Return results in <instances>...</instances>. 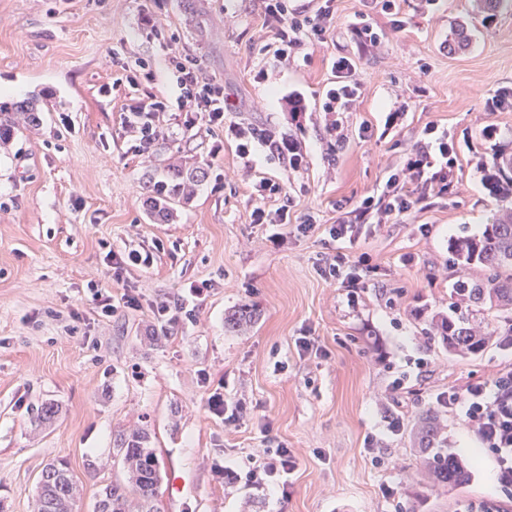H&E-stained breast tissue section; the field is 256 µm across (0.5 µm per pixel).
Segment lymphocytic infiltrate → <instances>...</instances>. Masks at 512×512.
<instances>
[{"label":"lymphocytic infiltrate","instance_id":"f902f5d3","mask_svg":"<svg viewBox=\"0 0 512 512\" xmlns=\"http://www.w3.org/2000/svg\"><path fill=\"white\" fill-rule=\"evenodd\" d=\"M332 16L333 0H324L314 17L302 21L289 17L288 0H263L264 24L274 35V56L278 59L287 58L289 52L301 44L306 33L324 38ZM169 63L178 75L180 93L176 100L154 95L126 107V120L137 133L141 148H149L157 137L161 113L176 111L184 113L189 123L201 121L211 127L226 126L242 159H251L255 148L260 146L290 167H302L303 154L276 127L225 123L224 85L206 75L200 59L178 52L170 57ZM332 68L338 81L327 89L322 109L331 117L327 125L329 135L341 142L345 139L343 114L359 98L360 84L349 59H334ZM456 164L457 156L447 134L435 125H426L420 138L407 148L403 164L390 170L379 195L364 197L351 210L339 212L335 224L327 229L329 237L335 241L353 240L373 225L404 222L428 199L447 195ZM435 401L438 406L461 413L482 448L492 454L499 485L505 493L501 500L480 498L469 501L463 512H512L507 508L508 502L512 501V362L499 364L489 378L470 377L460 385L449 387L438 393ZM297 466V459L290 449L266 448L246 474L228 469L224 477L229 483L243 481L261 491L271 484L284 491Z\"/></svg>","mask_w":512,"mask_h":512}]
</instances>
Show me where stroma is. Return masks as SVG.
Returning <instances> with one entry per match:
<instances>
[{
  "mask_svg": "<svg viewBox=\"0 0 512 512\" xmlns=\"http://www.w3.org/2000/svg\"><path fill=\"white\" fill-rule=\"evenodd\" d=\"M398 7L404 29L392 34L374 0H335L324 41L305 40L278 60L262 0H0V103L34 95L49 103L40 126L0 150V512H34L42 470L60 460L81 489L76 512H94L99 490L124 481L116 450L135 431L147 433L159 461L161 512H456L499 496L492 456L435 396L490 375L512 348L462 358L424 336L469 275L453 263L450 242L481 234L503 207L482 177L494 149L512 147V109L488 112L484 103L512 89V13L483 10L479 0ZM146 9L162 36L144 26ZM364 22L383 30L378 50L357 40ZM176 45L195 50L223 83L228 120L276 125L303 166L262 150L245 165L224 130L180 118H162L159 138L138 153L124 107L150 94L176 99L168 66ZM341 56L353 60L362 88L347 140L334 147L322 103ZM395 110L397 126L385 128ZM429 123L458 154L448 194L408 223L353 243L330 239L324 227L336 204L376 193ZM363 124L373 133L366 141ZM198 165L207 176L193 197L170 221H154L144 184ZM264 178L282 192L263 202L252 185ZM262 203L287 205L314 231L289 230L273 245L271 226L250 220ZM131 249L150 253V265L113 282L107 253ZM339 252L368 266L353 307L317 272ZM406 255L413 264H403ZM203 280L211 288L192 317L163 334L149 302ZM100 288L117 299L139 294L144 306L102 316ZM245 304L251 323L228 328ZM302 336L320 356L299 355ZM400 376L403 388L392 390ZM218 387L243 403L236 424L208 407ZM46 403L57 413L38 421ZM428 414L471 464L469 485L426 488L413 430ZM394 418L403 422L396 432ZM280 443L299 460L287 493L225 485L224 468Z\"/></svg>",
  "mask_w": 512,
  "mask_h": 512,
  "instance_id": "35a3bbf8",
  "label": "stroma"
}]
</instances>
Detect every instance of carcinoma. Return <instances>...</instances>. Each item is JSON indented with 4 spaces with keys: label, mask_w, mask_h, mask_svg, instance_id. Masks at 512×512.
Instances as JSON below:
<instances>
[{
    "label": "carcinoma",
    "mask_w": 512,
    "mask_h": 512,
    "mask_svg": "<svg viewBox=\"0 0 512 512\" xmlns=\"http://www.w3.org/2000/svg\"><path fill=\"white\" fill-rule=\"evenodd\" d=\"M49 111L48 102L33 96L15 105L0 104V146L9 144L21 127L37 126L41 113ZM206 177V170L193 167L173 169L170 183L149 184L147 202L151 213L165 219L173 214L172 204L188 199L193 188ZM486 180L492 192L505 202H512V151L504 149L492 153L487 165ZM455 263L481 272L477 279L462 280L456 284L453 304L455 317L438 324L440 338L454 355H477L495 343L497 336L512 337V208H507L492 223L486 225L479 237L456 240L451 246ZM478 307L486 315L485 330L477 331L463 309ZM418 434L424 443V468L433 489L457 490L472 480L470 467L448 448V438L436 417L425 415L420 419ZM148 437L134 432L117 449L128 483L112 482L100 492L96 507L103 512H131L132 501H137L141 512H160V473L154 449L147 446ZM49 470L60 473L62 497L55 512H73L78 486L64 463L50 464Z\"/></svg>",
    "instance_id": "1"
}]
</instances>
